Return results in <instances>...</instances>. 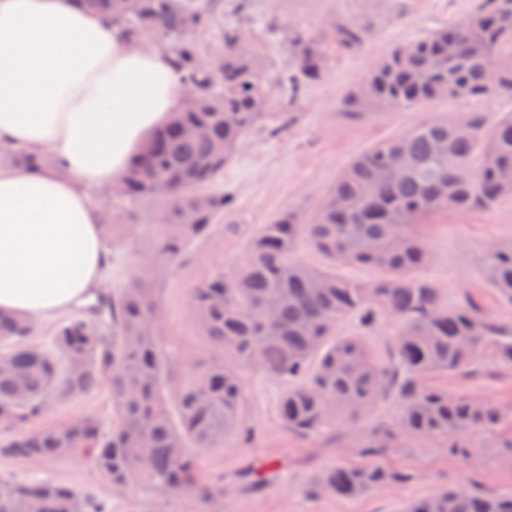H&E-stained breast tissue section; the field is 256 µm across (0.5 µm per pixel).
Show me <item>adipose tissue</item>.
<instances>
[{
  "label": "adipose tissue",
  "mask_w": 512,
  "mask_h": 512,
  "mask_svg": "<svg viewBox=\"0 0 512 512\" xmlns=\"http://www.w3.org/2000/svg\"><path fill=\"white\" fill-rule=\"evenodd\" d=\"M170 53L131 47L74 0H0V145L56 166H0V312L37 321L97 288L110 263L91 199L180 104Z\"/></svg>",
  "instance_id": "1"
}]
</instances>
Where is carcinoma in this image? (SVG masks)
<instances>
[{"label": "carcinoma", "instance_id": "carcinoma-1", "mask_svg": "<svg viewBox=\"0 0 512 512\" xmlns=\"http://www.w3.org/2000/svg\"><path fill=\"white\" fill-rule=\"evenodd\" d=\"M107 12L127 39L168 45L186 94L152 133L111 188L119 199L148 201L157 222L144 266L115 296L98 295L87 315L63 320L49 348L30 343L34 323L0 312V425L14 431L0 456L88 460L117 488L135 485L155 497L180 495L202 505L224 497V483L204 478L200 454L253 430L244 418L241 369L255 367L285 383L277 406L289 432L312 436L370 416L392 400L397 415L359 437L365 464L323 471L314 491L357 498L400 482L404 473L378 461L393 448L429 441L468 460L480 448H507L495 403L425 384L435 373H465L480 361L512 371V327L497 324L472 300L451 304L417 272L432 260L421 220L440 211H491L512 200V113L486 127L479 112L424 122L354 157L310 218L288 210L253 233L246 257L189 291V310L206 342L205 358L184 364L161 336L164 313L151 285L167 279L187 244L209 235L216 217L234 206L220 179L246 135L266 116L268 84L246 33L224 29V48L203 56L195 34L214 23L216 0H79ZM270 33L283 40L294 73L276 81L298 93L318 82L329 56L301 28ZM369 26L339 21L329 41L362 51ZM494 73L495 81L488 74ZM512 96V0H483L465 19L398 45L341 99L352 114L425 106L435 99ZM186 127L203 134L187 137ZM13 166L52 167L48 157L16 151ZM158 183L170 193L159 195ZM326 266L295 258L300 245ZM382 272L370 281L336 269ZM483 274L512 304V244H492ZM357 316L365 332L391 320L385 355L363 338H336ZM112 393V425L83 415L31 430L51 404ZM74 488L50 480L21 482L0 475V512H88ZM405 512H512V496L476 495L457 487L409 503Z\"/></svg>", "mask_w": 512, "mask_h": 512}]
</instances>
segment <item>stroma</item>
<instances>
[{
    "label": "stroma",
    "instance_id": "1",
    "mask_svg": "<svg viewBox=\"0 0 512 512\" xmlns=\"http://www.w3.org/2000/svg\"><path fill=\"white\" fill-rule=\"evenodd\" d=\"M475 2L252 0L250 12L239 14L234 10L235 0H221L214 26L196 35L203 54L210 57L221 50L224 27H240L249 37L263 78L269 81L293 67L287 46L270 34V21L284 28L300 26L311 37L322 39L336 22L352 20L370 24L372 37L357 53L331 49L322 81L303 87L298 96L273 85L266 118L247 135L235 159L225 166L224 191L234 197V208L215 223L209 236L184 251L172 275L158 285L157 297L165 313L162 334L169 350L184 363H196L205 356V342L188 310L190 287L216 271L241 263L258 225L291 209L311 213L355 156L422 122L460 112H481L492 124L503 113L512 112L508 97L442 98L366 118L355 117L340 105L343 95L393 46L463 20ZM286 112L293 113V122L280 134H273V127ZM148 212L147 203L131 205L113 200L112 221L117 229L105 246L112 263L99 287L101 293H112L123 285L148 257ZM425 234L433 259L420 270V277L434 282L449 302L470 298L494 321L512 326V306L497 299L482 272L489 243H512V201L488 212L427 217ZM242 376L249 398L246 415L254 436L245 445L231 442L221 450L202 453L204 476L224 483V499L213 512H403L408 503L457 485L479 493L512 495V467L503 463L501 449L487 448L480 456L463 461L428 446L401 448L384 456L386 465L408 474L406 481L395 486L358 498L310 495V486L322 469L363 462V455L352 446L354 437L370 425L390 422L395 407L384 404L368 420L304 437L287 432L278 419L282 384L255 368L244 369ZM435 382L449 392L490 400L506 411L512 409V372L489 363H480L467 374L436 377ZM83 414L95 415L104 425H111L109 387L79 399L56 402L41 423L59 425ZM255 472L262 474L263 483L252 480ZM0 473L18 481L51 479L71 485L85 499L104 506L106 512H197L195 503L183 496L155 498L136 486L113 487L90 462L80 459L46 462L0 457Z\"/></svg>",
    "mask_w": 512,
    "mask_h": 512
}]
</instances>
